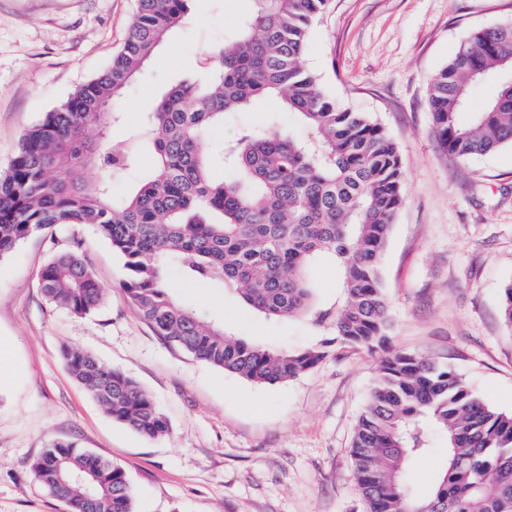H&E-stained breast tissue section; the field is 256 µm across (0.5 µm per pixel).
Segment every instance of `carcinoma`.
I'll use <instances>...</instances> for the list:
<instances>
[{
	"label": "carcinoma",
	"mask_w": 512,
	"mask_h": 512,
	"mask_svg": "<svg viewBox=\"0 0 512 512\" xmlns=\"http://www.w3.org/2000/svg\"><path fill=\"white\" fill-rule=\"evenodd\" d=\"M189 0H137L122 49L29 129L0 174V258L29 235L88 224L123 261V286L140 315L194 358L254 384L273 385L312 369L323 348L262 347L177 303L172 273L233 292L268 318L308 317L336 341L380 354L378 379L358 420L354 472L369 512H512V414L485 404L455 370L390 343L382 256L405 204L396 141L372 116L339 102L303 62L311 25L327 0H253L252 14L214 55V69L171 87L135 141H114L120 100L157 48L185 20ZM512 22L476 30L432 80L429 106L438 143L467 157L512 146ZM496 81L472 126L457 123L473 87ZM277 100L300 131L241 128L205 148L202 139L228 112ZM98 128L99 138L86 137ZM155 166L138 189L116 198L113 182L143 149ZM99 163L103 175L84 171ZM342 269L340 298L314 303L310 271L323 256ZM47 300L74 315L101 302L102 288L76 249L42 269ZM64 361L113 418L151 439L169 423L153 398L123 371L88 351ZM447 439L446 463L429 494L404 478L411 458ZM40 485L67 512H134L125 471L68 441L34 460Z\"/></svg>",
	"instance_id": "cac0c4a2"
}]
</instances>
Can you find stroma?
Returning <instances> with one entry per match:
<instances>
[{"label": "stroma", "instance_id": "obj_1", "mask_svg": "<svg viewBox=\"0 0 512 512\" xmlns=\"http://www.w3.org/2000/svg\"><path fill=\"white\" fill-rule=\"evenodd\" d=\"M252 0H191L186 22L124 95L123 140L174 81L213 66ZM136 0H0V173L28 129L120 50ZM512 21V0H329L313 24L305 65L349 108L375 117L397 142L406 202L382 260L396 348L460 373L490 407L512 414V328L500 315L512 281V147L481 156L443 151L428 103L431 79L472 32ZM298 127L276 100L225 115L207 138H233L270 118ZM79 248L103 289L76 316L51 304L39 276L54 253ZM124 269L89 225L53 227L0 258V342L16 370L0 383V512H65L31 463L59 440L121 466L135 512H365L350 454L378 371L363 349L329 342L307 319L274 321L232 293L171 276L169 291L250 343L283 350L324 346L311 371L254 385L196 360L158 336L122 287ZM78 347L135 379L169 421L148 439L115 421L68 370ZM447 448L410 461L406 480L425 496Z\"/></svg>", "mask_w": 512, "mask_h": 512}]
</instances>
